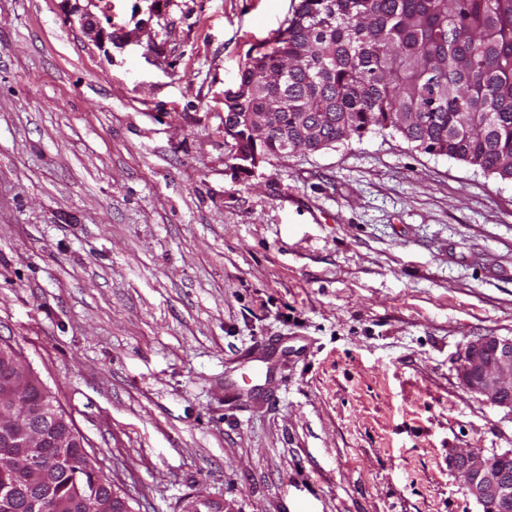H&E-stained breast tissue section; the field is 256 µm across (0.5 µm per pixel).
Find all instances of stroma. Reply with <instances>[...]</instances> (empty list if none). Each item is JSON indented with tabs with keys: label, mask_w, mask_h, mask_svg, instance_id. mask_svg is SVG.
I'll list each match as a JSON object with an SVG mask.
<instances>
[{
	"label": "stroma",
	"mask_w": 512,
	"mask_h": 512,
	"mask_svg": "<svg viewBox=\"0 0 512 512\" xmlns=\"http://www.w3.org/2000/svg\"><path fill=\"white\" fill-rule=\"evenodd\" d=\"M298 0H0V345L133 512H482L461 383L512 337V183L369 132L243 174L224 94ZM277 343L268 374L245 358ZM78 2H80V0H76L73 12L79 14V22L81 28L87 31L88 33H92L95 38L111 39L112 32H108L106 30V28L102 24L101 18L97 14L89 10L87 6L82 7Z\"/></svg>",
	"instance_id": "stroma-1"
}]
</instances>
